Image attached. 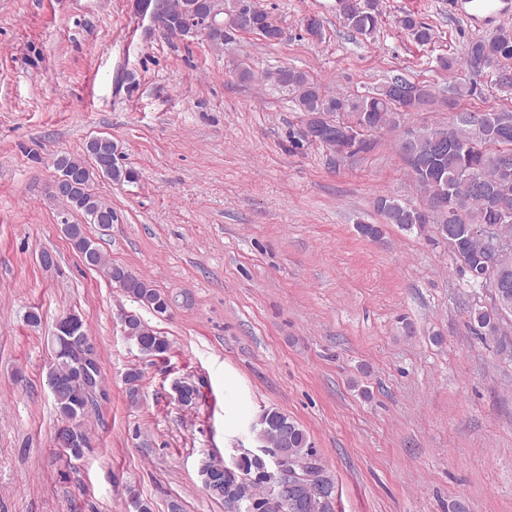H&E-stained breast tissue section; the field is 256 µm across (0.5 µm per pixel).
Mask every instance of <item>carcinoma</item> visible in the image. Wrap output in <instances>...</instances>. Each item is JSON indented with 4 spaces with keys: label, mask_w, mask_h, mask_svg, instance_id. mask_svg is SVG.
Here are the masks:
<instances>
[{
    "label": "carcinoma",
    "mask_w": 512,
    "mask_h": 512,
    "mask_svg": "<svg viewBox=\"0 0 512 512\" xmlns=\"http://www.w3.org/2000/svg\"><path fill=\"white\" fill-rule=\"evenodd\" d=\"M210 0H168L172 20L184 26L183 38L202 37L215 46L224 45L226 35L238 29L241 13L252 14L250 32L264 39L282 30L277 18L270 12L251 4V0H220L217 21L219 27L199 33L186 25L189 15L199 17L208 9ZM336 10L342 26L352 33L369 36L377 30L380 12L376 0H336ZM400 24L415 42L425 45L432 40V29L410 15L404 16ZM301 27L311 41L323 36V21L317 14L302 18ZM443 71H454L464 66L476 75L492 70L494 85L504 93L512 92V80L500 78L499 71H512V29L502 28L491 38L471 40L464 57L441 56L437 61ZM265 79L292 92L301 126L319 130L320 138L314 141L327 149L331 148L329 134L336 121H358L366 123L369 131L403 129L398 139L399 152L406 161L416 192L429 199L435 185L444 180L453 182L468 168L480 171L483 186L481 191L462 202L445 199L438 215L427 218L422 205L402 203L398 199L380 195L374 208L382 217L381 224H356L360 235L372 241L384 236L383 225L394 224L402 230H412L425 224H435L441 236L451 241V248L460 261L462 270L470 280L494 291V307L490 310L474 308L470 319L474 330L494 335L498 331L497 321L504 313H512V261L494 262L491 253L472 233L481 224H499L503 233L512 237V180H499L503 157L512 156V112H495L493 129L487 140L478 147L467 146L472 140L471 127L464 121L446 126L405 127L407 115L419 112L435 99L434 87L430 84L414 85L413 98L400 97L395 93L399 85L410 81L396 76L376 87L368 94L348 99L327 94L321 83L306 72L295 68H281L265 75ZM117 144L110 137L89 139L81 153L63 152L53 160L57 175L71 170L82 174L64 196L49 191V198L59 201L64 208L80 214L88 224L112 223V206L103 201L92 189L97 177L110 179L117 185L135 183L139 174L132 168H123L117 163ZM65 235L80 261L90 269L104 274L112 284L143 307L158 312L171 304L168 294L155 288L146 278L135 274L126 266L113 263L91 237L83 225L68 224ZM127 338L135 343L141 353L161 357L169 350V341L145 324L137 315L127 319L124 325ZM55 347L54 363L48 378L55 381L51 388L55 404L67 425L58 429V445L78 456L88 443L81 425L89 403L87 387L99 385L100 367L93 359L95 351L87 346L85 324L70 326V330H59L53 335ZM256 441L267 449L277 448L286 457L297 463H310L313 470L322 474L323 483L330 489L327 498L309 496L305 486L295 488L288 502H277L269 492L272 485V465L265 457L248 453L240 457L238 472L244 481L236 488L224 487V480H208V476L221 473L223 465L214 458L206 461L201 476L208 494L224 504V512H335V480L321 463L311 445L309 435L295 419L269 409L253 426Z\"/></svg>",
    "instance_id": "1"
}]
</instances>
